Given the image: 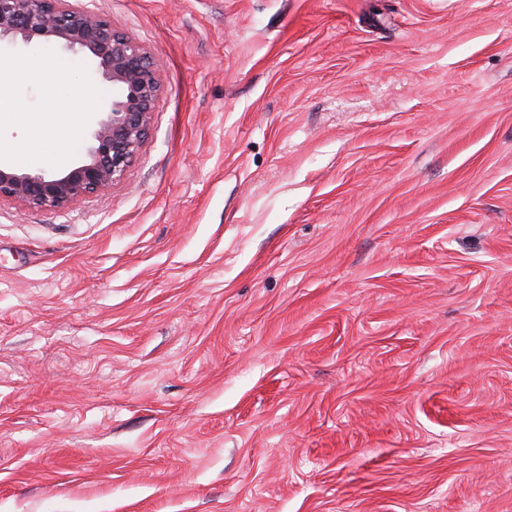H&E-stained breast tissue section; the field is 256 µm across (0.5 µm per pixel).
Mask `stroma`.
<instances>
[{
    "label": "stroma",
    "mask_w": 512,
    "mask_h": 512,
    "mask_svg": "<svg viewBox=\"0 0 512 512\" xmlns=\"http://www.w3.org/2000/svg\"><path fill=\"white\" fill-rule=\"evenodd\" d=\"M70 4L163 92L111 191L0 203V512H512V0ZM40 57L24 172L103 94Z\"/></svg>",
    "instance_id": "stroma-1"
}]
</instances>
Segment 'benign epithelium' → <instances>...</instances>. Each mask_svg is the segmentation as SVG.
<instances>
[{"instance_id": "1", "label": "benign epithelium", "mask_w": 512, "mask_h": 512, "mask_svg": "<svg viewBox=\"0 0 512 512\" xmlns=\"http://www.w3.org/2000/svg\"><path fill=\"white\" fill-rule=\"evenodd\" d=\"M40 46L81 54L88 74L107 83L83 157L51 172H21L0 162V202L19 210L60 211L79 198L110 190L148 135L163 91L159 67L139 42L104 17L68 0H0V44Z\"/></svg>"}]
</instances>
